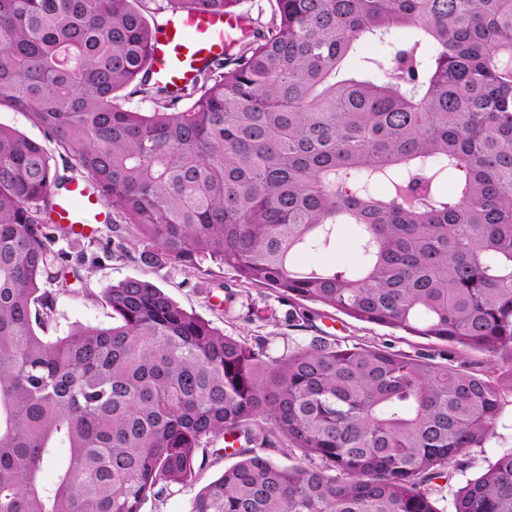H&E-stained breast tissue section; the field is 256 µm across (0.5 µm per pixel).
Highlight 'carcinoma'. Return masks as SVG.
Listing matches in <instances>:
<instances>
[{
  "label": "carcinoma",
  "mask_w": 512,
  "mask_h": 512,
  "mask_svg": "<svg viewBox=\"0 0 512 512\" xmlns=\"http://www.w3.org/2000/svg\"><path fill=\"white\" fill-rule=\"evenodd\" d=\"M241 0H0V512H141L236 461L189 512H442L449 468L512 404V0H272L176 93L161 18ZM420 41L342 76L366 39ZM139 95L146 110L126 101ZM91 180L141 258L206 261L283 300L440 340L435 353L321 339L280 357L151 282L104 292L108 327L51 336L70 287L55 191ZM390 184L387 197L360 181ZM355 226L357 269L299 268ZM52 288H44V284ZM480 353L482 362L470 360ZM297 450L300 464L268 454ZM452 512H512V449ZM0 124L16 128L28 138L41 143L48 151L54 152V145L47 140L42 128L33 123L26 114L1 110Z\"/></svg>",
  "instance_id": "cac0c4a2"
}]
</instances>
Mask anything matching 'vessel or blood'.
I'll list each match as a JSON object with an SVG mask.
<instances>
[{
  "instance_id": "obj_1",
  "label": "vessel or blood",
  "mask_w": 512,
  "mask_h": 512,
  "mask_svg": "<svg viewBox=\"0 0 512 512\" xmlns=\"http://www.w3.org/2000/svg\"><path fill=\"white\" fill-rule=\"evenodd\" d=\"M237 25L236 18L221 13L173 15L152 45L151 62L155 78L179 87L190 83L224 48V36ZM53 220L72 228L77 235L92 234L103 213L97 191L89 182L68 185L56 194Z\"/></svg>"
}]
</instances>
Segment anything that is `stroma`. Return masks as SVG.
Returning <instances> with one entry per match:
<instances>
[{"instance_id":"1","label":"stroma","mask_w":512,"mask_h":512,"mask_svg":"<svg viewBox=\"0 0 512 512\" xmlns=\"http://www.w3.org/2000/svg\"><path fill=\"white\" fill-rule=\"evenodd\" d=\"M55 249L64 251L68 265L77 271L79 279L72 289L57 294V335L68 334L72 327H106L112 322L111 310L103 297L105 288L121 281L136 278L150 281L162 288L187 312L196 314L223 330L226 335L242 340H268L271 355L279 356L289 350L308 345L313 337L326 335L328 341L363 346L391 347L406 354L437 349L438 341L412 336L404 331L362 322L332 309L315 305L312 327L293 326L288 318L291 307L272 290L248 284L236 286V296L226 300L221 284L233 280V272L216 270L214 276H204L177 263L165 260L156 265L142 263V246L126 231L102 230L94 238H59ZM363 257L357 250L350 226H339L336 245L327 253H307L301 256L302 265L333 264L355 267ZM499 440L475 450L469 467L452 473L450 484L459 487L478 475L503 450L512 448V406H505L498 429ZM233 460L218 454L208 457L203 469L197 471L190 487L164 498H147L142 512H189V500L196 490L219 478Z\"/></svg>"}]
</instances>
